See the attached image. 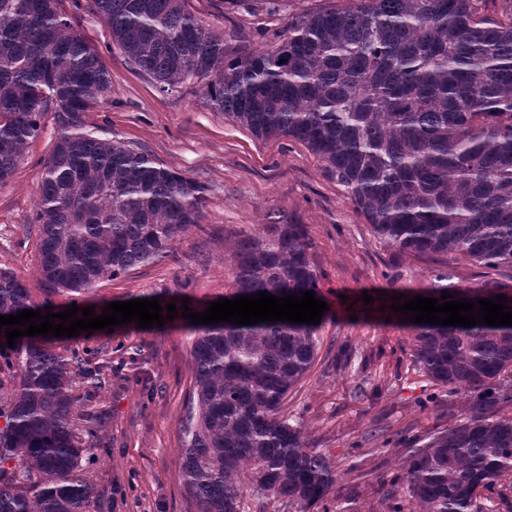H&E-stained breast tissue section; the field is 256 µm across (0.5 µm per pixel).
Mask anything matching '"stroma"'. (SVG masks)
<instances>
[{
	"instance_id": "1",
	"label": "stroma",
	"mask_w": 512,
	"mask_h": 512,
	"mask_svg": "<svg viewBox=\"0 0 512 512\" xmlns=\"http://www.w3.org/2000/svg\"><path fill=\"white\" fill-rule=\"evenodd\" d=\"M346 0H190L192 11L224 40L228 55L281 42L296 19ZM92 0H59L110 73L112 91L84 114L88 131L148 153L158 164L204 187V219L177 239L168 258L95 286L99 306L158 298L193 310L230 293L234 244L262 224L305 225L312 262L329 309L318 331V355L288 394L285 413L309 446L336 464V487L310 512H391L383 476L399 472L402 447L387 437H426L466 414L464 395L425 375L413 356L412 332L398 313L367 310L364 295H429L432 273L448 269L455 283L512 294V270L486 269L454 255H407L378 238L347 192L305 145L288 137L256 138L213 108L197 80L160 92L113 45ZM13 176L0 184V269L45 293L31 226L43 162L58 135L47 112ZM195 332L182 317L141 329L129 323L62 341L83 352L88 367L112 366V385L92 396L99 424L85 436L89 512H197L179 467L184 404L193 384Z\"/></svg>"
}]
</instances>
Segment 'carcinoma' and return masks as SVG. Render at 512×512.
Returning <instances> with one entry per match:
<instances>
[{
    "label": "carcinoma",
    "mask_w": 512,
    "mask_h": 512,
    "mask_svg": "<svg viewBox=\"0 0 512 512\" xmlns=\"http://www.w3.org/2000/svg\"><path fill=\"white\" fill-rule=\"evenodd\" d=\"M58 0H0V183L54 108L33 224L47 298L0 270V315L65 307L101 280L168 256L204 217L203 186L150 155L85 129L84 112L111 92L94 49ZM487 0H354L308 13L288 37L228 57L188 0H93L112 43L163 92L186 81L259 139L287 136L325 163L377 236L401 254H455L512 269V0L497 19ZM302 224H265L235 244L231 297H320ZM431 297L497 299L433 274ZM425 374L464 393L467 414L415 448L387 496L405 488L416 512H484L482 491L512 474V326L410 323ZM319 326L290 322L195 325L194 372L180 467L198 512H244L243 484L309 509L336 486L329 456L283 415L309 371ZM56 337L24 336L0 355L15 388L0 393V512H86L79 431L91 416L75 379L108 381Z\"/></svg>",
    "instance_id": "1"
}]
</instances>
